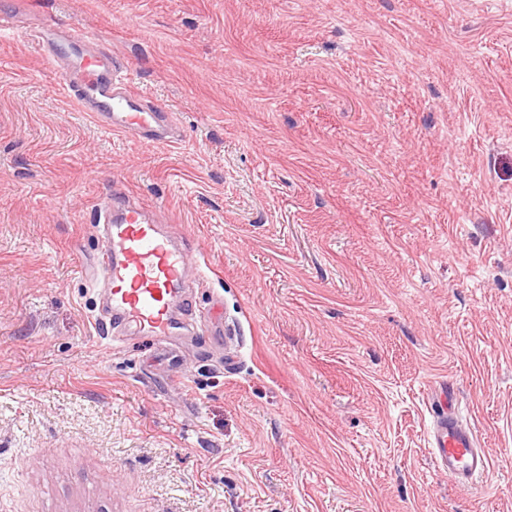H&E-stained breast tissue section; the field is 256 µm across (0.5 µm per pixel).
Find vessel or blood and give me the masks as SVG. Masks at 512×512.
Returning <instances> with one entry per match:
<instances>
[{
    "label": "vessel or blood",
    "instance_id": "1",
    "mask_svg": "<svg viewBox=\"0 0 512 512\" xmlns=\"http://www.w3.org/2000/svg\"><path fill=\"white\" fill-rule=\"evenodd\" d=\"M47 61L69 60L65 95L78 111L91 113L98 126L151 147L167 143L170 112L135 90L124 66L98 35L66 32L54 26L34 34ZM104 245L97 258L98 281L115 326L136 328L167 346L174 321L172 308L197 260L166 226V218L132 198H105L96 212ZM433 459L457 486L489 474L492 460L457 416L452 386L439 383L429 402Z\"/></svg>",
    "mask_w": 512,
    "mask_h": 512
}]
</instances>
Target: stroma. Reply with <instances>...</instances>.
Here are the masks:
<instances>
[{"label": "stroma", "instance_id": "stroma-1", "mask_svg": "<svg viewBox=\"0 0 512 512\" xmlns=\"http://www.w3.org/2000/svg\"><path fill=\"white\" fill-rule=\"evenodd\" d=\"M0 512H512V0H0ZM96 32L174 116L144 147L31 42ZM200 269L175 366L108 336L94 207ZM452 384L492 459L431 458Z\"/></svg>", "mask_w": 512, "mask_h": 512}]
</instances>
